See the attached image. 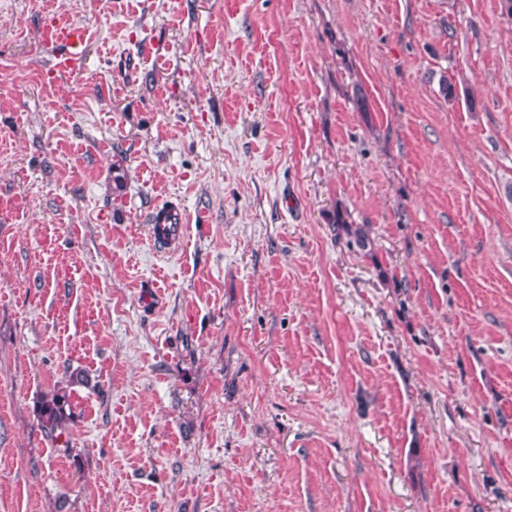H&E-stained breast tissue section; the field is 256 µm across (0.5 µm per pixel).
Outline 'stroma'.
I'll return each instance as SVG.
<instances>
[{"label": "stroma", "mask_w": 512, "mask_h": 512, "mask_svg": "<svg viewBox=\"0 0 512 512\" xmlns=\"http://www.w3.org/2000/svg\"><path fill=\"white\" fill-rule=\"evenodd\" d=\"M511 185L502 0H0V512H512ZM40 39L44 46L56 51L53 73L72 72L83 65L88 38L81 26L51 21L41 27ZM183 210L177 205H168L157 212L152 226V245L157 249H170L182 238ZM175 224V225H174ZM333 224H336L338 231L344 232L349 238V244L356 246L362 251L371 249L372 241L370 238L369 225L367 224H349L345 215L341 211H336L333 215ZM71 392L62 389L45 395L40 402L39 417L44 431L56 439L63 434L70 419L66 407L70 408ZM60 431L59 433H57Z\"/></svg>", "instance_id": "35a3bbf8"}]
</instances>
